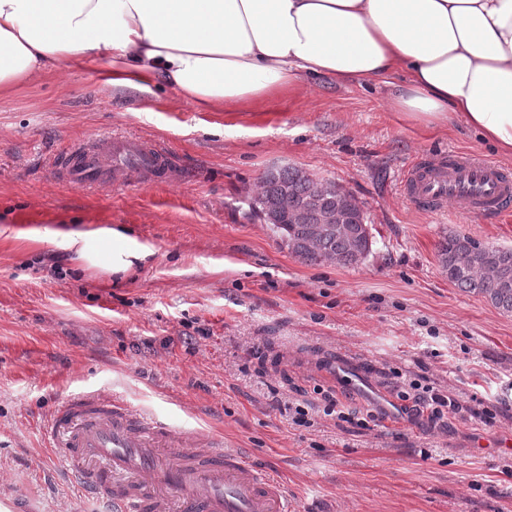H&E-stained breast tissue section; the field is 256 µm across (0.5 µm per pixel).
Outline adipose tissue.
I'll return each instance as SVG.
<instances>
[{
  "label": "adipose tissue",
  "mask_w": 512,
  "mask_h": 512,
  "mask_svg": "<svg viewBox=\"0 0 512 512\" xmlns=\"http://www.w3.org/2000/svg\"><path fill=\"white\" fill-rule=\"evenodd\" d=\"M91 58L107 87L166 86L238 107L304 74H405L395 104L451 120L512 157V0H0V91Z\"/></svg>",
  "instance_id": "1"
}]
</instances>
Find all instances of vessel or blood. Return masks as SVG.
I'll return each instance as SVG.
<instances>
[{
  "label": "vessel or blood",
  "instance_id": "b4317fda",
  "mask_svg": "<svg viewBox=\"0 0 512 512\" xmlns=\"http://www.w3.org/2000/svg\"><path fill=\"white\" fill-rule=\"evenodd\" d=\"M58 158V175L82 189L166 182L174 176L168 153L112 136L73 144ZM403 191L420 212L452 207L489 221L512 207V173L484 157L451 151L413 161ZM44 433L60 449L64 469L108 512H288L280 481L226 448L223 435L187 432L133 410L118 396L71 395Z\"/></svg>",
  "mask_w": 512,
  "mask_h": 512
}]
</instances>
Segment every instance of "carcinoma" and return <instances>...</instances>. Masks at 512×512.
<instances>
[{"instance_id":"carcinoma-1","label":"carcinoma","mask_w":512,"mask_h":512,"mask_svg":"<svg viewBox=\"0 0 512 512\" xmlns=\"http://www.w3.org/2000/svg\"><path fill=\"white\" fill-rule=\"evenodd\" d=\"M296 166L278 167L262 179L261 191L249 197L250 213L268 224L281 244L306 262L333 261L342 266L363 262L372 252L371 227L361 205L350 214L349 223L339 230L317 232L319 209L311 206V179L300 175ZM291 190L293 205L277 209L283 188ZM277 218L268 220L271 213ZM439 263L448 280L461 291L480 295L495 308L512 314V248L484 245L458 233L442 238Z\"/></svg>"}]
</instances>
